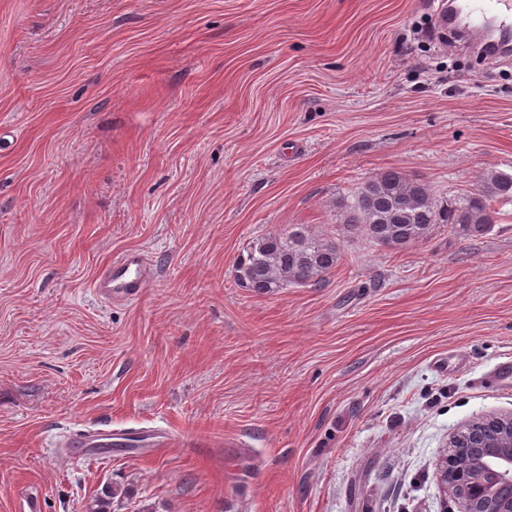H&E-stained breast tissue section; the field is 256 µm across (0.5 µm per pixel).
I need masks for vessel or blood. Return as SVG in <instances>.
<instances>
[{
    "instance_id": "b4317fda",
    "label": "vessel or blood",
    "mask_w": 512,
    "mask_h": 512,
    "mask_svg": "<svg viewBox=\"0 0 512 512\" xmlns=\"http://www.w3.org/2000/svg\"><path fill=\"white\" fill-rule=\"evenodd\" d=\"M490 16L502 28L512 30V0H458L454 8L440 7L438 20L441 24L464 29L471 44L480 46L487 41L484 21ZM151 276V266L142 255L125 254L113 258L103 267L94 286L107 299L131 300L139 297ZM127 443V436L98 428L76 431L67 446L77 456L86 448L108 455L114 448Z\"/></svg>"
}]
</instances>
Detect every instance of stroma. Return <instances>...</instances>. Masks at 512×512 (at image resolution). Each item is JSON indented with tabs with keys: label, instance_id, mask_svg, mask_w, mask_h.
Returning a JSON list of instances; mask_svg holds the SVG:
<instances>
[{
	"label": "stroma",
	"instance_id": "obj_1",
	"mask_svg": "<svg viewBox=\"0 0 512 512\" xmlns=\"http://www.w3.org/2000/svg\"><path fill=\"white\" fill-rule=\"evenodd\" d=\"M437 0H0V512H457L452 434L512 414V203L392 251L340 204L386 170L441 197L512 173V57L430 35ZM306 224L344 261L239 287ZM151 260L140 297L93 283ZM462 356L445 370L449 357ZM158 453L72 459L86 426ZM238 257L241 287L270 294L289 285L316 286L344 260L335 239L316 234L309 225L291 224L280 233L253 239ZM151 276V265L142 255L125 254L114 257L103 267L94 288L110 300H131L139 297Z\"/></svg>",
	"mask_w": 512,
	"mask_h": 512
}]
</instances>
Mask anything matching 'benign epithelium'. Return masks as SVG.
<instances>
[{"label": "benign epithelium", "instance_id": "obj_1", "mask_svg": "<svg viewBox=\"0 0 512 512\" xmlns=\"http://www.w3.org/2000/svg\"><path fill=\"white\" fill-rule=\"evenodd\" d=\"M451 438L448 454L439 464V477L457 503L458 512H512V417L490 437L479 434L466 450ZM459 458L463 468L456 472L448 463ZM467 474L463 482L455 476Z\"/></svg>", "mask_w": 512, "mask_h": 512}]
</instances>
